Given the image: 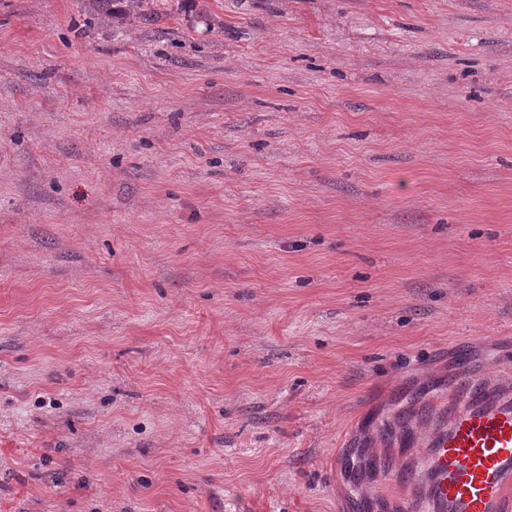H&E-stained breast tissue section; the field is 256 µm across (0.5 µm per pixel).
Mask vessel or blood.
I'll return each mask as SVG.
<instances>
[{
	"mask_svg": "<svg viewBox=\"0 0 512 512\" xmlns=\"http://www.w3.org/2000/svg\"><path fill=\"white\" fill-rule=\"evenodd\" d=\"M437 397L447 411L421 406L385 434L410 457L397 466L364 459L404 495L368 497L356 512H512V385L485 380L464 358ZM423 429L429 436L420 443Z\"/></svg>",
	"mask_w": 512,
	"mask_h": 512,
	"instance_id": "b4317fda",
	"label": "vessel or blood"
}]
</instances>
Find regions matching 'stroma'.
<instances>
[{"label":"stroma","instance_id":"obj_1","mask_svg":"<svg viewBox=\"0 0 512 512\" xmlns=\"http://www.w3.org/2000/svg\"><path fill=\"white\" fill-rule=\"evenodd\" d=\"M0 0V512H338L512 377V0ZM150 0H91L92 7L97 12V15L104 20H110L114 17L120 16L126 18L127 16H144L142 13L143 4H148ZM123 5L116 7V5Z\"/></svg>","mask_w":512,"mask_h":512}]
</instances>
